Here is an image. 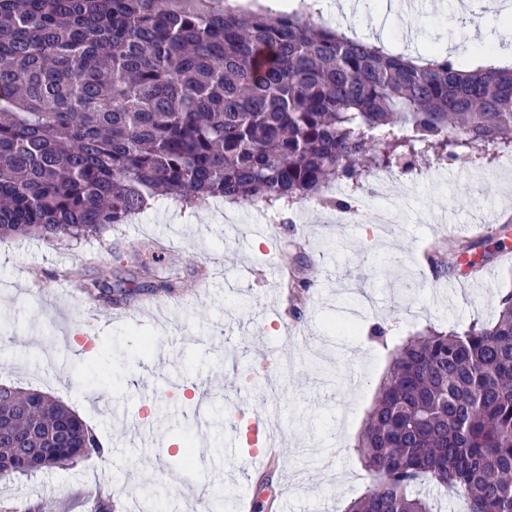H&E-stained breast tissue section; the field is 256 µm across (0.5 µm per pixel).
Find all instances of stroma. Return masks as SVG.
Here are the masks:
<instances>
[{"mask_svg":"<svg viewBox=\"0 0 512 512\" xmlns=\"http://www.w3.org/2000/svg\"><path fill=\"white\" fill-rule=\"evenodd\" d=\"M340 31L414 57L453 50L471 67L481 48L512 61V4L486 12L458 0H425L412 13L383 0H334ZM390 199L374 183L359 192L350 224L310 199L278 210L212 199L192 209L157 202L130 223L78 243L0 240V382L49 393L74 409L104 447L100 457L28 477H0V512H94L96 486L128 489L111 512H142L141 489L162 496L154 512H194L195 497L222 492L224 512L241 493L258 512H344L370 477L353 447L391 357L427 325L464 327L493 320L512 292V174L439 163L423 173H394ZM452 212L448 237L429 221ZM468 242L442 276L422 254L453 239ZM158 270L173 266L182 290L148 295L156 279L140 265L144 244ZM111 263L114 279L141 294L102 309L93 320L65 279L85 281ZM289 267L310 286L301 304L285 298L278 271ZM386 330L385 342L371 336ZM154 345L139 355L140 342ZM242 399L285 440L268 474L244 472L214 444L210 403ZM164 431L144 446L143 427ZM192 466H180L185 436Z\"/></svg>","mask_w":512,"mask_h":512,"instance_id":"obj_1","label":"stroma"}]
</instances>
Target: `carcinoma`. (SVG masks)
Returning <instances> with one entry per match:
<instances>
[{
  "instance_id": "carcinoma-1",
  "label": "carcinoma",
  "mask_w": 512,
  "mask_h": 512,
  "mask_svg": "<svg viewBox=\"0 0 512 512\" xmlns=\"http://www.w3.org/2000/svg\"><path fill=\"white\" fill-rule=\"evenodd\" d=\"M512 148V67L467 70L350 38L300 8L228 0H0V239L99 237L164 197L353 206L377 169L479 165ZM339 183L341 198L324 190ZM111 266L82 288L110 305ZM77 440L28 476L103 447L51 396L0 384V459ZM355 452L371 478L345 512H512V292L491 322L428 327L394 353Z\"/></svg>"
}]
</instances>
